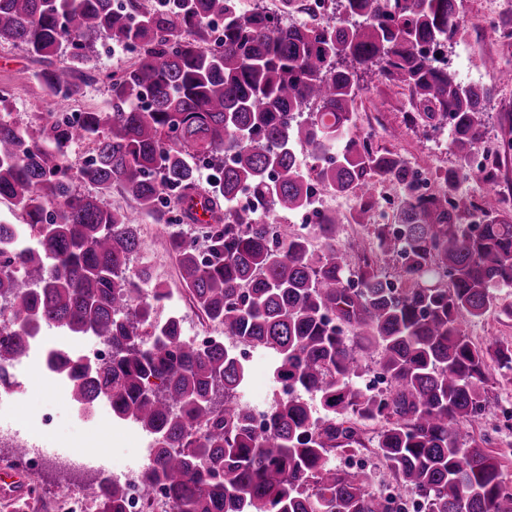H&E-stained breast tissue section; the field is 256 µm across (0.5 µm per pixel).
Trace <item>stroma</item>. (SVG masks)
<instances>
[{"mask_svg": "<svg viewBox=\"0 0 512 512\" xmlns=\"http://www.w3.org/2000/svg\"><path fill=\"white\" fill-rule=\"evenodd\" d=\"M460 12L463 16L461 33L454 43L445 47L443 55L462 83L482 84L491 90L485 112V144L496 155L507 158L499 173L500 188L506 193L512 191V150L505 149L501 130L512 125V84H500L496 76L483 67L482 60L492 57L501 67H512V54L501 51L495 44L496 29L512 27V0H462ZM40 67V62L22 48L0 45V87L11 88L14 94L12 117L19 124L31 121L34 113L54 112L60 106L59 100L38 89L35 83L24 85L19 82V74H31ZM360 85L361 107L356 117V134L370 137L373 146L400 152L430 175L436 169L454 165L455 157L448 147L449 128L437 131L422 127L409 129L407 114L402 109L407 96L402 88L369 71L362 73ZM138 222L141 249L133 261L134 266L151 267L156 278L172 290L171 305L183 320L185 335L204 332L206 326L200 314L186 298L178 281L175 262L164 243L161 225L143 214L139 215ZM24 367L23 391L17 394L14 404L17 415L36 420L57 401L65 404L66 409L50 435L52 449L40 471L34 474L27 465L17 464L13 449L2 445L0 477L11 474L22 477L28 485L37 487L44 499L55 502L66 490L77 492L84 487L87 469L73 467L70 461L74 457V444L85 439L88 422L71 404L68 388L58 387L54 379L43 378L34 360H25ZM248 371V378L239 392L241 400L249 405L270 404L276 386L267 354L254 351ZM486 389L488 412L477 429L495 432L499 450H512V432L498 427L501 409L512 405V384L493 374ZM101 426L105 434L93 441L87 458H105L113 470L134 465L138 460L135 449L120 437L121 431L130 429V422L111 417L103 420Z\"/></svg>", "mask_w": 512, "mask_h": 512, "instance_id": "35a3bbf8", "label": "stroma"}]
</instances>
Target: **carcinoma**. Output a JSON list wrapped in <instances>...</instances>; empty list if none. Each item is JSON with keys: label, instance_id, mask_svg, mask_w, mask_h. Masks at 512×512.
Wrapping results in <instances>:
<instances>
[{"label": "carcinoma", "instance_id": "cac0c4a2", "mask_svg": "<svg viewBox=\"0 0 512 512\" xmlns=\"http://www.w3.org/2000/svg\"><path fill=\"white\" fill-rule=\"evenodd\" d=\"M329 2L330 18L296 23L239 0H126L123 10L111 0H0V43L41 62L38 87L63 101L95 77L55 66L59 51L77 65L104 41L136 51L104 75L106 110L21 126L0 89V201L36 241L14 250L13 225L0 222V381L44 325L102 339L106 361L89 368L69 355L54 370L75 404L106 397L115 418L155 437L143 484L149 496L163 486L161 512H392L361 475L326 466L355 449L373 450L391 486L427 512H512L503 457L472 432L490 370L512 381V344L481 347L462 329L512 286V209L495 175L478 205L460 192L489 98L437 58L461 31L460 0ZM371 70L408 91L411 125H450L456 163L435 172L439 189L421 191L407 157L353 133L360 72ZM86 141L87 195L73 187L67 154ZM201 160L212 170L204 191ZM383 183L402 192L393 224L375 219ZM315 184L357 199L346 220L364 234L337 245L331 210L311 236L280 221L309 205ZM115 188L165 226L201 318L272 357L291 395L273 400L263 432L238 400L246 360L188 340L174 313L159 317L156 298L170 290L132 267L140 229L107 203ZM198 202L206 222L194 219ZM364 360L386 391L356 382ZM374 420L382 427L368 438ZM125 496L103 477L95 512H122Z\"/></svg>", "mask_w": 512, "mask_h": 512}]
</instances>
